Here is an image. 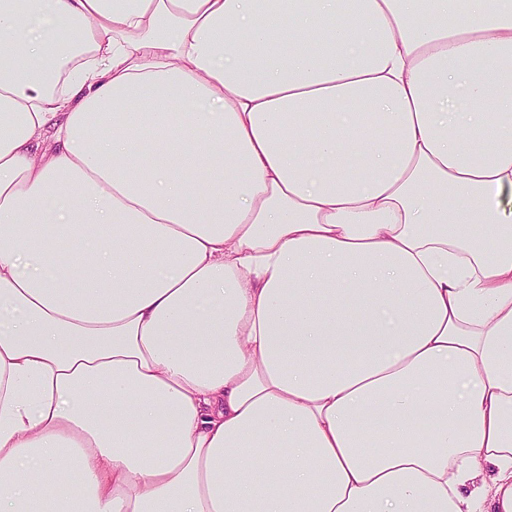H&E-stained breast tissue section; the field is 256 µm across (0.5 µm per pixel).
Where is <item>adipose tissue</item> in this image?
Wrapping results in <instances>:
<instances>
[{"instance_id":"ef3b65f1","label":"adipose tissue","mask_w":512,"mask_h":512,"mask_svg":"<svg viewBox=\"0 0 512 512\" xmlns=\"http://www.w3.org/2000/svg\"><path fill=\"white\" fill-rule=\"evenodd\" d=\"M474 224L512 0H0V512H512Z\"/></svg>"}]
</instances>
